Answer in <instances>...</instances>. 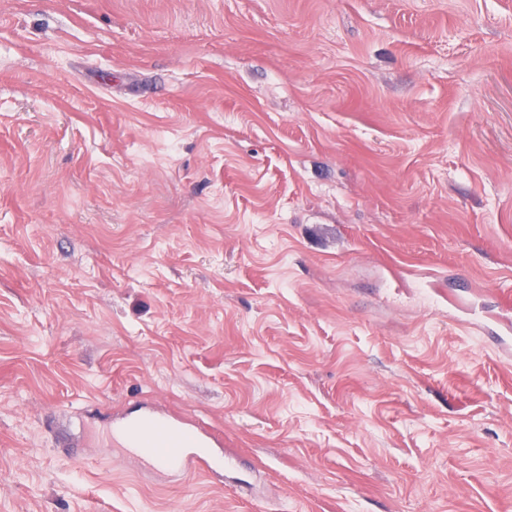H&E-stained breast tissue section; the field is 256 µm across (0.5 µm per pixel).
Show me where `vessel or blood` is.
I'll return each mask as SVG.
<instances>
[{
    "label": "vessel or blood",
    "instance_id": "b4317fda",
    "mask_svg": "<svg viewBox=\"0 0 512 512\" xmlns=\"http://www.w3.org/2000/svg\"><path fill=\"white\" fill-rule=\"evenodd\" d=\"M113 440L143 463L164 472H216L207 448L220 441L212 431L150 407L115 418Z\"/></svg>",
    "mask_w": 512,
    "mask_h": 512
}]
</instances>
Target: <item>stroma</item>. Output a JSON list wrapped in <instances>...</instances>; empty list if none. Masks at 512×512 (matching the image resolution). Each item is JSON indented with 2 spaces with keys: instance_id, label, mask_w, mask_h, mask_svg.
Instances as JSON below:
<instances>
[{
  "instance_id": "35a3bbf8",
  "label": "stroma",
  "mask_w": 512,
  "mask_h": 512,
  "mask_svg": "<svg viewBox=\"0 0 512 512\" xmlns=\"http://www.w3.org/2000/svg\"><path fill=\"white\" fill-rule=\"evenodd\" d=\"M0 512H512V0H0ZM112 423L119 429L113 435L114 442L156 470L211 474L218 469L198 449L223 443L222 437L206 428L184 423L150 407H141L113 419Z\"/></svg>"
}]
</instances>
